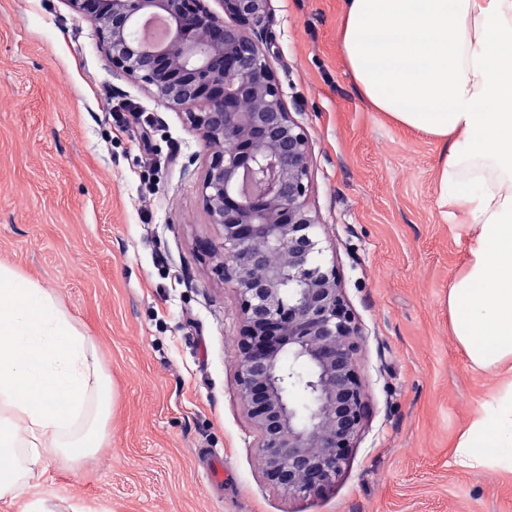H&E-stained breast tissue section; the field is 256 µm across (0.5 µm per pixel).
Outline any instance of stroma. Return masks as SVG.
<instances>
[{"label":"stroma","mask_w":512,"mask_h":512,"mask_svg":"<svg viewBox=\"0 0 512 512\" xmlns=\"http://www.w3.org/2000/svg\"><path fill=\"white\" fill-rule=\"evenodd\" d=\"M344 0H269L270 61L311 153L315 261L361 329L369 411L335 483L282 494L238 396L242 326L201 197L208 149L181 112L113 68L69 0H0V262L53 291L94 337L115 395L93 465L32 467L51 512H512V474L454 462L503 380L452 333L448 289L472 232L438 204L442 144L362 96ZM224 457L203 479L200 451Z\"/></svg>","instance_id":"1"}]
</instances>
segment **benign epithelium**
Instances as JSON below:
<instances>
[{
    "instance_id": "obj_1",
    "label": "benign epithelium",
    "mask_w": 512,
    "mask_h": 512,
    "mask_svg": "<svg viewBox=\"0 0 512 512\" xmlns=\"http://www.w3.org/2000/svg\"><path fill=\"white\" fill-rule=\"evenodd\" d=\"M69 0L97 25L112 66L185 114L209 150L201 194L222 229L217 271L233 280L242 327L239 394L259 431L267 481L290 497L329 487L364 426L360 329L308 208L309 145L271 67L269 0ZM308 366L298 424L284 354Z\"/></svg>"
}]
</instances>
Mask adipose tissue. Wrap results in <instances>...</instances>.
Returning <instances> with one entry per match:
<instances>
[{"label":"adipose tissue","instance_id":"obj_1","mask_svg":"<svg viewBox=\"0 0 512 512\" xmlns=\"http://www.w3.org/2000/svg\"><path fill=\"white\" fill-rule=\"evenodd\" d=\"M340 42L376 110L442 142L439 205L474 233L448 289L452 334L474 369L512 368V0H344ZM112 405L92 336L49 289L0 263V501L27 486V462H92ZM455 457L512 473V379Z\"/></svg>","mask_w":512,"mask_h":512}]
</instances>
